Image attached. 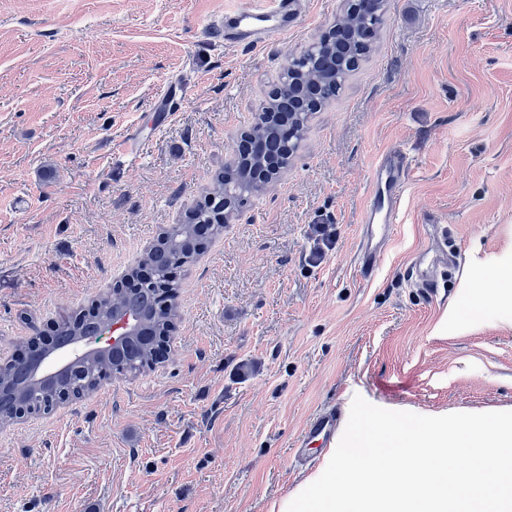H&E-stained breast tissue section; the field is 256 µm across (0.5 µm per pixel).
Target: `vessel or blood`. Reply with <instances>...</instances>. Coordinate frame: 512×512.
<instances>
[{
	"mask_svg": "<svg viewBox=\"0 0 512 512\" xmlns=\"http://www.w3.org/2000/svg\"><path fill=\"white\" fill-rule=\"evenodd\" d=\"M303 0H253L252 4L225 10L216 19L214 34L227 41L254 47L269 45L287 36L290 20L300 13ZM408 156L395 149L381 155L371 170L369 200L364 224L379 226L381 240H388L398 213L399 191L408 174ZM340 412L333 408L316 411L295 444V458L305 461L306 449L336 442L342 427Z\"/></svg>",
	"mask_w": 512,
	"mask_h": 512,
	"instance_id": "b4317fda",
	"label": "vessel or blood"
}]
</instances>
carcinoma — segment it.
Listing matches in <instances>:
<instances>
[{
    "instance_id": "obj_1",
    "label": "carcinoma",
    "mask_w": 512,
    "mask_h": 512,
    "mask_svg": "<svg viewBox=\"0 0 512 512\" xmlns=\"http://www.w3.org/2000/svg\"><path fill=\"white\" fill-rule=\"evenodd\" d=\"M384 8L385 0H355L336 20L344 38L321 46L313 58L302 54L289 62L293 73L288 95L296 98L299 105L286 119L297 131L296 141H301L310 115L336 96L371 51ZM250 137L254 150L243 156L244 164L264 169L263 145L278 139L276 128L259 123L251 128ZM259 189L260 185L250 183L244 173L222 170L214 175L211 187L190 210V215L158 234L141 263L153 268L157 282L164 286L170 299H175L179 288L172 270L192 262L200 254L202 242L224 233V201L239 209ZM93 310L92 329L77 314L57 323L59 344L83 338L95 340L112 327L114 317L127 313L136 316L151 340L132 345L129 357L122 362L114 361L106 346L88 347L70 372L39 382L15 362L0 365V425L14 421L13 410L20 404L47 413L63 394L72 400L80 399L96 391L111 375L132 374L152 367L163 357L177 318L175 305L165 304L149 288L138 293L110 291L97 300Z\"/></svg>"
}]
</instances>
